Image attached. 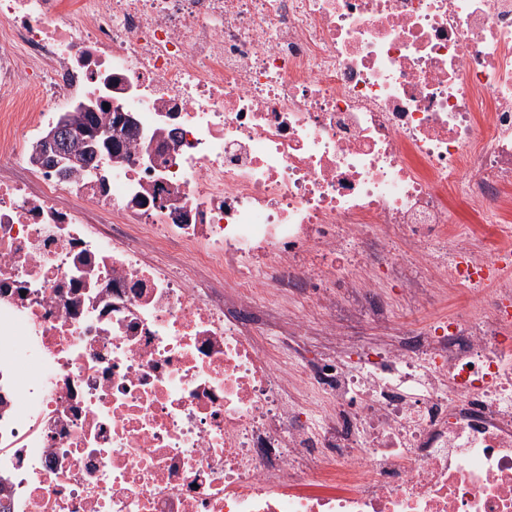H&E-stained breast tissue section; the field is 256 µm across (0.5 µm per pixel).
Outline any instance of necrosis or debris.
<instances>
[{"label": "necrosis or debris", "instance_id": "1", "mask_svg": "<svg viewBox=\"0 0 512 512\" xmlns=\"http://www.w3.org/2000/svg\"><path fill=\"white\" fill-rule=\"evenodd\" d=\"M0 154V512H512V0H0ZM113 112H117L118 120L117 122L110 124L108 121L104 122L96 132V137L104 140L105 142H109L112 140V135L116 138L121 134L123 130L127 128V125L136 124V119L132 115V113L127 112L122 109L121 106L113 105ZM126 124L125 127L123 125ZM61 122L62 125L59 129H52L42 138L37 149L38 156L40 160H51L53 166H63L72 170L81 169L84 167V161L80 150L72 149L63 153L58 149V143L62 138L77 147L85 142L86 133L79 114H70ZM452 218L457 224H478L481 223L479 209L469 200L453 199L450 202Z\"/></svg>", "mask_w": 512, "mask_h": 512}]
</instances>
